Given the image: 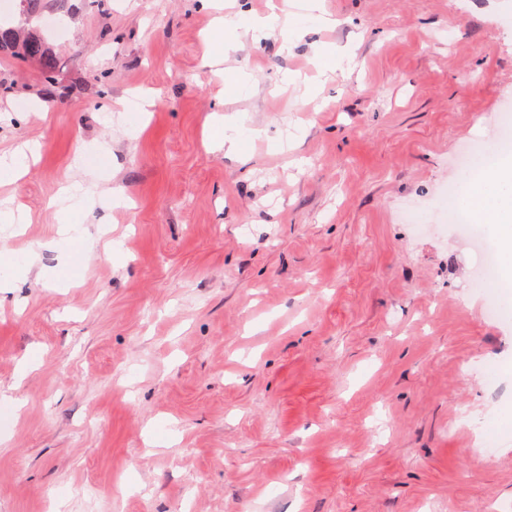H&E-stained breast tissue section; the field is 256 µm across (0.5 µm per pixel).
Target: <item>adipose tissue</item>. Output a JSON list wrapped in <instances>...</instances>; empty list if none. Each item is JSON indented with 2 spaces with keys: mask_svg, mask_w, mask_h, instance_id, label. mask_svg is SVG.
Here are the masks:
<instances>
[{
  "mask_svg": "<svg viewBox=\"0 0 512 512\" xmlns=\"http://www.w3.org/2000/svg\"><path fill=\"white\" fill-rule=\"evenodd\" d=\"M212 123L221 130L213 142L214 147L229 154L241 152L244 139L254 140L263 134L262 129L249 125L243 114L216 116ZM468 181L469 190L459 204L469 211L475 223L499 228L497 247L508 273L512 274V161L470 175ZM102 197L114 205L120 202L119 193L100 190L97 180L66 181L56 199L55 218L60 225V235H69L81 225L83 212Z\"/></svg>",
  "mask_w": 512,
  "mask_h": 512,
  "instance_id": "1",
  "label": "adipose tissue"
}]
</instances>
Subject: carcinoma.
Returning a JSON list of instances; mask_svg holds the SVG:
<instances>
[{
    "label": "carcinoma",
    "instance_id": "1",
    "mask_svg": "<svg viewBox=\"0 0 512 512\" xmlns=\"http://www.w3.org/2000/svg\"><path fill=\"white\" fill-rule=\"evenodd\" d=\"M45 0H19L18 17L7 22L0 19V52H7L19 61L36 62L45 77L54 78L55 57L41 26H32L42 19Z\"/></svg>",
    "mask_w": 512,
    "mask_h": 512
}]
</instances>
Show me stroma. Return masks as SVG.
I'll use <instances>...</instances> for the list:
<instances>
[{
  "mask_svg": "<svg viewBox=\"0 0 512 512\" xmlns=\"http://www.w3.org/2000/svg\"><path fill=\"white\" fill-rule=\"evenodd\" d=\"M322 3L218 76L206 0L45 13L51 79L0 54V151L40 145L0 248L58 274L0 290V512H512V318L445 194L502 155L512 0ZM219 105L262 137L213 149ZM85 150L122 249L74 271L48 203Z\"/></svg>",
  "mask_w": 512,
  "mask_h": 512,
  "instance_id": "35a3bbf8",
  "label": "stroma"
}]
</instances>
